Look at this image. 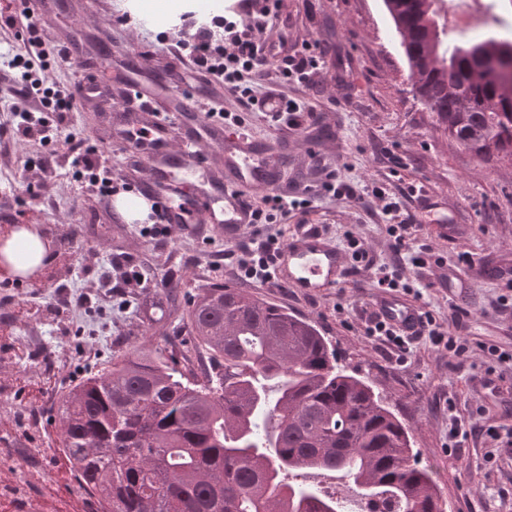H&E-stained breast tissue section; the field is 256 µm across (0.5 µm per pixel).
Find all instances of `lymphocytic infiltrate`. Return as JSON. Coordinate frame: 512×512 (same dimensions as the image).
Segmentation results:
<instances>
[{
	"label": "lymphocytic infiltrate",
	"mask_w": 512,
	"mask_h": 512,
	"mask_svg": "<svg viewBox=\"0 0 512 512\" xmlns=\"http://www.w3.org/2000/svg\"><path fill=\"white\" fill-rule=\"evenodd\" d=\"M252 0H238L233 14L219 22H206L197 28V38L189 46V56L197 73L221 81L225 92L238 99L257 105L263 103L265 90L262 72L266 66H275L278 74L297 81H306L311 70L316 69V59L289 54L286 42L272 43L266 30L276 19L275 4L260 15H252ZM0 18L17 28L23 41L22 48L6 56L8 67L19 70L17 87L0 88V99L24 96L38 100V107L15 112L11 133L28 136L40 133L43 142L66 149L73 167L84 174L90 185L99 193L112 194V170L104 151L85 146L68 134L70 114L74 112L78 97L73 91L45 88V41L33 19L28 0H0ZM409 227L398 223L391 225L398 257L384 266L376 281L377 287L392 290L402 287L406 266L417 268L426 265V249L408 250L406 238ZM280 252L276 239L256 242L254 247L243 248L238 259L239 276L252 283H271L273 263Z\"/></svg>",
	"instance_id": "obj_1"
}]
</instances>
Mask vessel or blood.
Wrapping results in <instances>:
<instances>
[{
	"mask_svg": "<svg viewBox=\"0 0 512 512\" xmlns=\"http://www.w3.org/2000/svg\"><path fill=\"white\" fill-rule=\"evenodd\" d=\"M130 97L154 107L150 123L154 145L142 157L148 169L145 185L170 223L210 224L225 238L241 236L247 220L243 192L260 195L272 189L274 178L267 158L247 138H238L224 154V172L214 175L201 154V139L220 140L224 129L207 121L187 128L178 121V111L190 110L192 100L182 97L179 110L154 106L153 95L138 83L129 84ZM348 263L335 242L312 229L289 238L277 267L280 281L304 294L325 295L337 288L347 274ZM376 311L400 329L410 331L420 324L419 309L400 298L382 297Z\"/></svg>",
	"mask_w": 512,
	"mask_h": 512,
	"instance_id": "obj_1",
	"label": "vessel or blood"
}]
</instances>
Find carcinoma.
Instances as JSON below:
<instances>
[{
	"instance_id": "obj_1",
	"label": "carcinoma",
	"mask_w": 512,
	"mask_h": 512,
	"mask_svg": "<svg viewBox=\"0 0 512 512\" xmlns=\"http://www.w3.org/2000/svg\"><path fill=\"white\" fill-rule=\"evenodd\" d=\"M441 2L383 0L415 92L461 149L512 162V38L448 43ZM189 319L204 379L136 350L60 402L68 461L108 512H342L298 471L339 473L382 512H443L405 426L314 324L223 285Z\"/></svg>"
}]
</instances>
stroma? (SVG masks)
Wrapping results in <instances>:
<instances>
[{
  "label": "stroma",
  "instance_id": "1",
  "mask_svg": "<svg viewBox=\"0 0 512 512\" xmlns=\"http://www.w3.org/2000/svg\"><path fill=\"white\" fill-rule=\"evenodd\" d=\"M174 2L97 0L91 8L87 0H36L35 21L50 34V55H71V65L51 63L54 82L73 85L101 66L112 98L122 100L127 82L151 76L165 93L190 92L187 125L204 119L207 104L223 102L275 165L277 192L300 194L331 171L356 197L319 199L278 223L248 227L237 241L207 224L193 234L171 224L162 236L151 220L125 222L114 196L75 178L67 154L35 137L20 148L0 135V225L8 231L38 225L52 252L32 289L0 267V322H10L12 330L0 336V387L9 391L0 396V448H28L34 459L21 475L0 474V483L24 481L39 512H87L75 477L63 485L55 479L65 456L61 395L136 348L161 353L184 372H200L203 350L191 334L189 313L208 288L224 285L312 321L349 371L386 396L420 463L432 471L445 512H512V447L491 452L484 437L473 434L456 451L448 449L452 408L469 426L512 428V364L486 354L493 345L512 351V310L497 306L512 281V163L462 151L414 98L383 0H279L268 40L287 39L290 53L320 59L308 82H285L275 73L266 81L271 93L311 110L297 129L237 102L222 83L195 72L164 20ZM116 118L109 100H88L73 112L68 131L108 149L114 182L130 184L136 198L145 174L125 143L109 139ZM43 159L48 169L40 168ZM375 187L399 201L412 225L410 248L429 249L434 257L407 270L413 287L407 300L446 335L467 338L463 357L423 336L401 365L386 343L366 335L379 268L391 261L394 244L390 221L371 193ZM311 225L338 246L353 238L367 252L339 288L316 298L289 287L240 283V244L270 235L284 243ZM465 253L472 264L461 263ZM25 303L40 305L41 317L18 316ZM46 376L54 377V386L31 404L28 382Z\"/></svg>",
  "mask_w": 512,
  "mask_h": 512
}]
</instances>
